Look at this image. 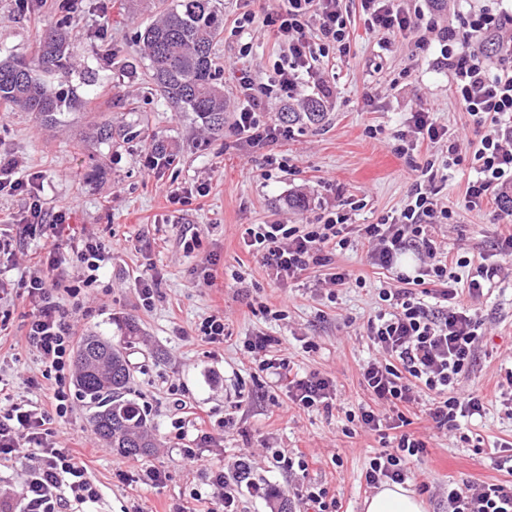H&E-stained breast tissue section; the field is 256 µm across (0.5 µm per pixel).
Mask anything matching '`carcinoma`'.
Segmentation results:
<instances>
[{
  "mask_svg": "<svg viewBox=\"0 0 512 512\" xmlns=\"http://www.w3.org/2000/svg\"><path fill=\"white\" fill-rule=\"evenodd\" d=\"M224 32L216 0H171L156 21L138 35L149 61L148 78L156 91L183 112H192L208 134L224 135V85L213 46ZM80 45L70 28V11L62 5L56 20L39 35V50L30 60H0V107L32 112L52 122L77 103L68 84ZM324 117L317 100L304 112H281L283 123L302 119L316 124ZM77 385L96 408L95 432L125 456H148L156 440L138 407L124 398L131 373L123 348L99 336L85 337L77 349Z\"/></svg>",
  "mask_w": 512,
  "mask_h": 512,
  "instance_id": "carcinoma-1",
  "label": "carcinoma"
}]
</instances>
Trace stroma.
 <instances>
[{
	"mask_svg": "<svg viewBox=\"0 0 512 512\" xmlns=\"http://www.w3.org/2000/svg\"><path fill=\"white\" fill-rule=\"evenodd\" d=\"M219 3L224 33L213 51L224 67L220 139H211L191 113L161 99L149 81L134 37L163 10L162 0H73L72 28L82 44L70 82L79 85L89 70L94 86L53 124L29 112L0 111V155L16 159L15 176L23 184L0 194V234L13 239L0 251V416L14 404L44 402L33 384L43 366L24 334L28 284L39 260L49 258L60 283L54 300L73 308L67 290H81L77 336L116 343L126 323L136 324L125 349L132 373L126 397L139 405L157 439L148 457L118 454L94 433V406L74 391L71 411L54 428L98 491L80 512H175L200 499L220 500L207 467L227 469L246 456L252 459L251 483L277 490L291 512H300L299 494L312 484L335 496L339 512H362L371 494L364 474L382 442L352 416L371 403L360 369L377 352L366 325L378 311L379 290L392 286L391 275L370 266L368 245L358 239L335 255L352 277L335 293L321 288V275L312 270L282 285L268 276L243 237L255 224H314L337 209L353 225L381 223L408 204L411 186L429 162L432 189L453 208L448 223L436 227L439 240L471 264L493 255L512 270V257L495 249L499 227L512 222V212L493 204L471 211L463 204L477 166L472 145L484 130L453 93L433 32L437 26L460 27L483 8L512 12V0H402L405 9L420 14L419 34L403 38L370 30L359 0H343L349 50L323 63L332 89L323 97V120L290 126L276 146L287 161L282 170L267 166L264 149L234 129L238 74L247 71L256 82H267L287 53L268 38L264 25L276 2ZM58 4L31 0L23 8L18 0H0V53L32 57L38 31L55 19ZM247 11L256 13L255 22L235 31L234 19ZM423 108L459 143L456 156L440 143L408 150L401 135L412 113ZM99 123L111 125V142L95 137ZM156 143L175 155L174 163L149 165ZM174 193L180 203L169 202ZM296 195L304 196L305 208H289V197ZM36 199L49 215L62 216L67 240L52 243L47 227L31 223L29 205ZM86 235L101 246L102 262L94 272L74 250ZM210 263L217 279L208 286L203 276ZM150 279L155 285L146 303L142 288ZM218 314L230 339L220 345L198 340L202 321ZM479 314L487 331L462 387L484 395L486 414L472 423L470 442L436 432L423 413L411 426L427 448L412 459L406 483L420 492L426 512H448L449 482L507 478L490 450L512 442V418L496 400V384L512 366V274L493 285ZM259 333L278 337L302 371L334 381L330 410L290 406L283 383L260 371L243 347ZM179 399L205 412L210 439L199 465L184 456L192 436L174 427ZM476 438L479 454L472 446ZM298 450L307 456V471L288 466ZM37 463L27 448L0 462V495L8 496L14 512L24 508V478ZM150 468L161 472L160 484L144 482Z\"/></svg>",
	"mask_w": 512,
	"mask_h": 512,
	"instance_id": "35a3bbf8",
	"label": "stroma"
}]
</instances>
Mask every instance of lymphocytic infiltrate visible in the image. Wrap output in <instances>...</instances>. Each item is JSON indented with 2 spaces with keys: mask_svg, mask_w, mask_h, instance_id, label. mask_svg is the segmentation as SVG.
<instances>
[{
  "mask_svg": "<svg viewBox=\"0 0 512 512\" xmlns=\"http://www.w3.org/2000/svg\"><path fill=\"white\" fill-rule=\"evenodd\" d=\"M340 2L278 0L276 9L266 16L269 37L287 48L288 54L275 79L261 84L246 74L239 79L235 126L252 145L271 148L288 136L286 128L264 120L270 100L296 99L304 77L320 91H328L320 61L330 51L343 52L349 46ZM361 9L371 30L406 36L419 29L399 0H361ZM466 35L499 38L503 59L498 72H491L482 50L464 49L453 27L438 33L440 54L457 97L477 125L489 128L474 150L479 176L469 182L463 198L467 209L479 211L497 203L512 184V14H472ZM451 213L450 207L440 205L432 192L417 183L398 217L358 230L370 247L372 268L394 271L399 257L407 253L418 261L415 276L397 273L396 287L380 289L378 298L386 307L367 321V337L380 355L361 368L362 383L373 404L361 409L358 422L368 431L394 432L392 447L369 461L364 478L371 488L385 479L404 482L408 459L424 452L426 444L410 432L412 420L407 415L423 395L431 397L428 415L440 431L459 429L462 419L484 413L483 396L462 392L460 383L475 366L484 336L476 305L504 269L497 263H483L464 282L449 272L453 260L434 235V220ZM347 221V214L334 211L317 224H258L247 229V244L260 254L269 277L278 283L325 267L327 283L339 287L350 275L334 265L333 254L351 244L345 234ZM423 285L429 297L438 299L437 308L418 298L416 289ZM56 286L46 276L30 280L32 309L25 332L26 343L44 366L40 385L48 405L35 409L15 405L0 417V462L13 460L25 448L35 450L39 458L38 467L25 480L24 512H68L71 503L91 502L98 496L69 447L54 440V420L69 409L68 378L76 339L68 313L51 299ZM276 343L275 337L258 334L248 338L244 347L258 357L261 370L283 382L292 406L307 411L330 409L332 382L316 373L295 371L287 356L273 354ZM448 512H512V484L449 485Z\"/></svg>",
  "mask_w": 512,
  "mask_h": 512,
  "instance_id": "1",
  "label": "lymphocytic infiltrate"
}]
</instances>
